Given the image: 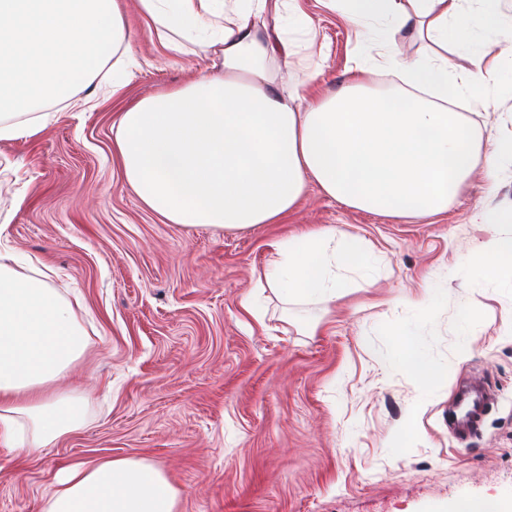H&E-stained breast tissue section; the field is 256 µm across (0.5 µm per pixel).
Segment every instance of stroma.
Listing matches in <instances>:
<instances>
[{
  "label": "stroma",
  "instance_id": "stroma-1",
  "mask_svg": "<svg viewBox=\"0 0 512 512\" xmlns=\"http://www.w3.org/2000/svg\"><path fill=\"white\" fill-rule=\"evenodd\" d=\"M314 46L271 63L286 93L320 70L347 81L351 28L330 0H298ZM134 63L116 96L59 108L36 136L0 145V244L81 294L89 350L67 378L90 397L83 427L25 463L0 447V512H40L57 470L143 459L181 492L180 512H445L466 498L512 496V288L474 286L464 257L489 236L471 223L485 203L474 175L446 212L397 220L353 210L310 186L286 223L186 231L146 208L112 152V118L208 61L165 49L123 0ZM490 104L460 105L480 137L512 134V63L489 77ZM333 224L360 237L374 285L354 272L336 306H281L258 295L271 242ZM431 294L423 311L416 300ZM260 299L262 320L243 307ZM472 308L469 324L461 311ZM406 326L446 372L426 388L394 357ZM479 377L497 402L477 432L448 431L456 385ZM419 408V434L404 428Z\"/></svg>",
  "mask_w": 512,
  "mask_h": 512
}]
</instances>
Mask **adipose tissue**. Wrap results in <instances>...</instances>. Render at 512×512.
I'll return each instance as SVG.
<instances>
[{"mask_svg": "<svg viewBox=\"0 0 512 512\" xmlns=\"http://www.w3.org/2000/svg\"><path fill=\"white\" fill-rule=\"evenodd\" d=\"M356 31L383 23L438 45L410 63L363 47L350 81L319 89L306 80L282 94L267 61L295 53L279 28L258 35L263 15L280 18L285 0H139L151 32L188 42L220 60L187 83L158 90L118 113L113 151L141 202L184 229H249L284 223L309 185L343 205L394 218L447 210L466 178L482 171L487 191L512 166V135L481 140L455 101L487 102L483 70H456L447 47L486 57L478 33L500 35L502 0H331ZM133 32L121 0H0V143L51 124L50 102L85 107L83 90ZM397 72L378 89L374 74ZM473 223L492 227L476 278L512 276V203L480 207ZM264 277L281 303L331 306L346 287L337 269L364 272L359 237L328 225L275 240ZM89 345L76 302L48 272L0 251V445L28 455L79 427L88 399L60 383ZM396 357L425 386L444 378L409 332ZM179 491L153 463L107 459L61 468L42 512H178Z\"/></svg>", "mask_w": 512, "mask_h": 512, "instance_id": "obj_1", "label": "adipose tissue"}]
</instances>
